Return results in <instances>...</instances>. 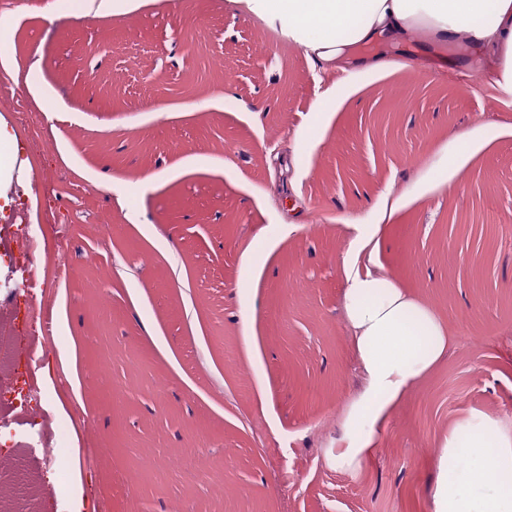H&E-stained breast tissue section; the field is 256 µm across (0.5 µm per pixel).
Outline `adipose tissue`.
Masks as SVG:
<instances>
[{
	"instance_id": "1",
	"label": "adipose tissue",
	"mask_w": 512,
	"mask_h": 512,
	"mask_svg": "<svg viewBox=\"0 0 512 512\" xmlns=\"http://www.w3.org/2000/svg\"><path fill=\"white\" fill-rule=\"evenodd\" d=\"M241 13L260 18L304 54L347 72L333 88L325 110L316 111L309 136H316L326 112L354 94L362 83L395 68L370 45L403 43L426 30L434 47L447 41L473 42L486 77L512 90V0H230ZM502 129L477 127L442 149L417 186L426 192L446 185L472 155L502 136ZM24 145L0 119V218L15 206L6 190L23 169ZM344 309L365 377L362 394L348 408L346 447L332 458L337 467L358 468L371 453L375 427L404 391L441 357L449 338L434 313L387 276L349 273ZM439 480L433 512H512V434L498 422L465 424L446 439L436 457Z\"/></svg>"
}]
</instances>
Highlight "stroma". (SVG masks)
Returning <instances> with one entry per match:
<instances>
[{
    "label": "stroma",
    "mask_w": 512,
    "mask_h": 512,
    "mask_svg": "<svg viewBox=\"0 0 512 512\" xmlns=\"http://www.w3.org/2000/svg\"><path fill=\"white\" fill-rule=\"evenodd\" d=\"M53 2L0 0V118L30 187L0 222V506L68 512L64 481L85 512H433L448 435L512 433V134L412 190L458 134L512 127V95L465 50L429 70L423 41L387 46L399 69L310 144L342 73L229 0ZM408 192L351 254L348 219ZM351 267L449 336L354 470L328 460L364 388Z\"/></svg>",
    "instance_id": "1"
}]
</instances>
